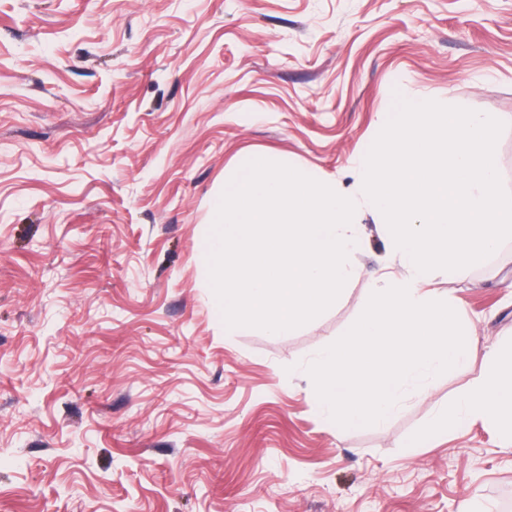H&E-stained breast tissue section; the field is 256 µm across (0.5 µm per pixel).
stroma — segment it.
Returning a JSON list of instances; mask_svg holds the SVG:
<instances>
[{
  "label": "stroma",
  "instance_id": "stroma-1",
  "mask_svg": "<svg viewBox=\"0 0 512 512\" xmlns=\"http://www.w3.org/2000/svg\"><path fill=\"white\" fill-rule=\"evenodd\" d=\"M505 122L512 0H0V512H512L487 420L405 446L483 360L338 429L305 370L401 268L280 336L224 333L199 244L244 150L347 192L395 95ZM433 289L512 339V239Z\"/></svg>",
  "mask_w": 512,
  "mask_h": 512
}]
</instances>
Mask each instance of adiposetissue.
<instances>
[{"mask_svg":"<svg viewBox=\"0 0 512 512\" xmlns=\"http://www.w3.org/2000/svg\"><path fill=\"white\" fill-rule=\"evenodd\" d=\"M486 367L479 378L444 413L425 429V436L439 435L476 419L492 420L500 439L512 446V348L485 352Z\"/></svg>","mask_w":512,"mask_h":512,"instance_id":"ef3b65f1","label":"adipose tissue"}]
</instances>
